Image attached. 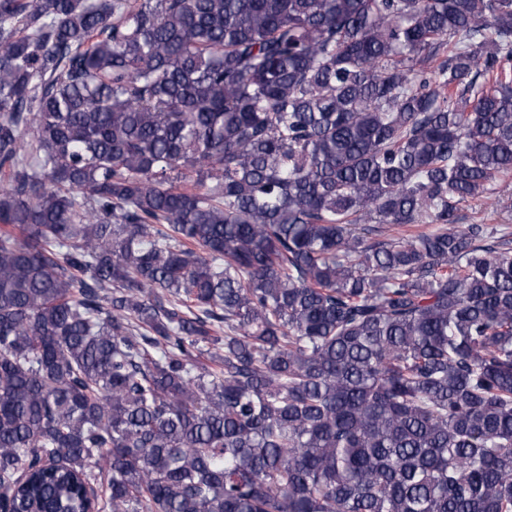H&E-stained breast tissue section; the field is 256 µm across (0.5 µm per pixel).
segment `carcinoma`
<instances>
[{"instance_id": "cac0c4a2", "label": "carcinoma", "mask_w": 512, "mask_h": 512, "mask_svg": "<svg viewBox=\"0 0 512 512\" xmlns=\"http://www.w3.org/2000/svg\"><path fill=\"white\" fill-rule=\"evenodd\" d=\"M512 0H0L9 512H512Z\"/></svg>"}]
</instances>
